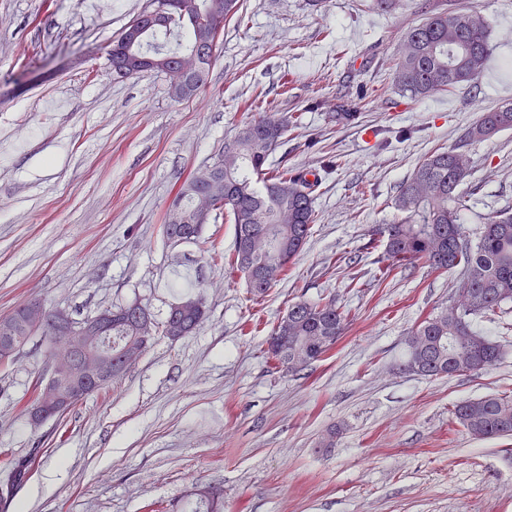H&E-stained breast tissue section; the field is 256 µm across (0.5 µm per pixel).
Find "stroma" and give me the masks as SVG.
<instances>
[{
    "label": "stroma",
    "mask_w": 512,
    "mask_h": 512,
    "mask_svg": "<svg viewBox=\"0 0 512 512\" xmlns=\"http://www.w3.org/2000/svg\"><path fill=\"white\" fill-rule=\"evenodd\" d=\"M149 0H0V315L30 298L75 319L134 300L162 320L183 296L208 319L177 341L156 336L116 384L62 417L33 423L20 400L46 371L33 337L0 367V479L34 455L31 478L0 512H145L205 484L224 512H512V436L449 426L453 405L512 397V308L476 321L505 348L453 377L407 371V339L451 303L458 271L424 262L381 278L373 228L401 222L400 185L482 112L512 104V0H240L206 90L175 100L164 73L112 79L113 39ZM491 23L492 73L411 100L392 81L404 34L445 6ZM358 120H332L340 99ZM298 112L277 157L322 169L318 220L286 280L262 299L208 252H232L222 215L199 241L162 226L186 175L210 164L248 119L247 103ZM465 152L467 233L512 206V130ZM348 309L320 361L289 373L265 360L274 322L298 300ZM335 432V444L321 440Z\"/></svg>",
    "instance_id": "1"
}]
</instances>
